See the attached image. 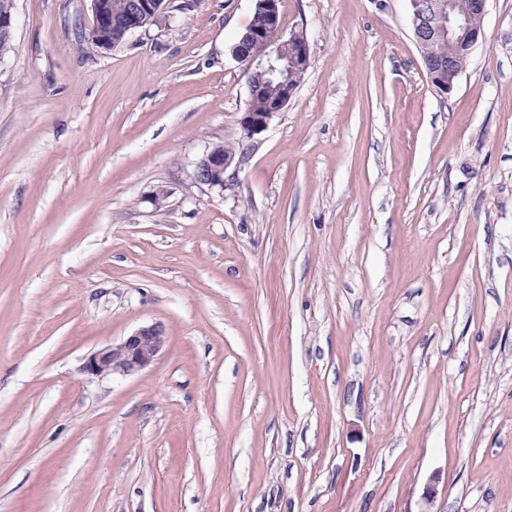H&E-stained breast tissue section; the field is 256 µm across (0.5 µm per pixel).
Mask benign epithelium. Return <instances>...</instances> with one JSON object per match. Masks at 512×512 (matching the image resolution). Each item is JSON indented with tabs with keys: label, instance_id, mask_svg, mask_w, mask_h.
Returning a JSON list of instances; mask_svg holds the SVG:
<instances>
[{
	"label": "benign epithelium",
	"instance_id": "obj_1",
	"mask_svg": "<svg viewBox=\"0 0 512 512\" xmlns=\"http://www.w3.org/2000/svg\"><path fill=\"white\" fill-rule=\"evenodd\" d=\"M486 2L472 0L470 12L461 15L456 11L454 0H410L415 43L446 41L450 48L471 51L483 37ZM166 8L165 0H126L120 9L111 5L110 0H91L93 22L85 38L98 48L110 50L155 22ZM254 15L258 22L244 32L236 44V59L249 68L256 66L265 70L277 93L267 101L263 111L248 108L240 113L237 119L240 138L248 142L263 132L288 105L296 91L288 80V68L305 66L309 56V43L303 32H294L286 38L281 35L279 0H254ZM13 36L14 6L11 5L0 11V38L10 40ZM260 38L271 40V51L259 60L248 57L245 47ZM424 68L434 87L443 93L451 92L454 83L448 81V73L452 60L436 58L424 62ZM243 158L242 154L226 156L216 145L197 162L194 178L202 185L222 189L226 186V171L240 166ZM166 343L162 325L144 326L118 343L91 352L82 371L99 378L136 375L154 362Z\"/></svg>",
	"mask_w": 512,
	"mask_h": 512
}]
</instances>
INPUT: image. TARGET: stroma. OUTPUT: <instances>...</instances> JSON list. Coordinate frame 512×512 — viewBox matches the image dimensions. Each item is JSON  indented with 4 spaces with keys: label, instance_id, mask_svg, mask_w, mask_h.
Instances as JSON below:
<instances>
[{
    "label": "stroma",
    "instance_id": "35a3bbf8",
    "mask_svg": "<svg viewBox=\"0 0 512 512\" xmlns=\"http://www.w3.org/2000/svg\"><path fill=\"white\" fill-rule=\"evenodd\" d=\"M14 12L0 512H512V0L448 94L409 0H280L310 63L221 192L253 0L110 50L89 0ZM155 323L150 367L82 372Z\"/></svg>",
    "mask_w": 512,
    "mask_h": 512
}]
</instances>
